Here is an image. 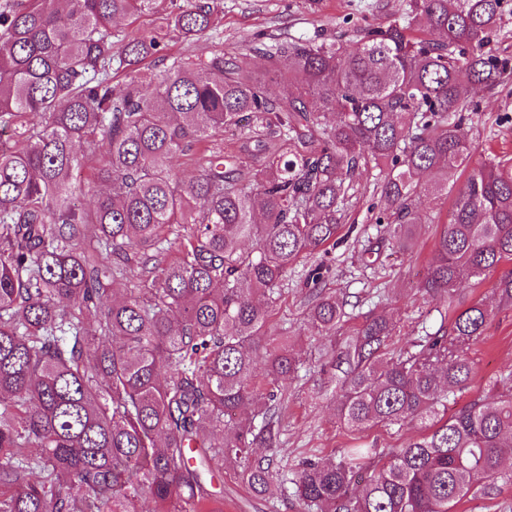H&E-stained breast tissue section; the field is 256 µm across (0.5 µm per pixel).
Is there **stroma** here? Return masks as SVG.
<instances>
[{
    "instance_id": "1",
    "label": "stroma",
    "mask_w": 512,
    "mask_h": 512,
    "mask_svg": "<svg viewBox=\"0 0 512 512\" xmlns=\"http://www.w3.org/2000/svg\"><path fill=\"white\" fill-rule=\"evenodd\" d=\"M220 22L196 42L173 38L166 42L172 57L200 54L242 55L260 33L280 40L315 38L355 44L365 30L401 20L403 0H217ZM473 112L466 127L474 142L473 164L493 158H512V93L477 88ZM107 158L105 143H97L72 177V186L84 205H92L99 186L95 172ZM375 169L359 171L352 182L342 213L340 243L328 252L303 255L288 272L281 296L273 307L268 334L276 342L292 341L302 359L297 378L281 386L285 409L276 459L291 471L312 454L330 455L347 447L351 437L336 418L339 389L323 374L327 338L308 323L309 291L302 283L316 264L326 269V288L344 298L357 313L375 310L397 322L396 345H406L423 330L436 328L443 302L421 298L417 283L427 273V260L452 209V197L421 195L416 201L421 224L411 252L399 253L382 240L375 217L384 205L376 187ZM473 357L477 374L458 393L464 405L482 393L491 376L512 370V310L497 314L488 325ZM224 512H299L283 495L254 497L233 470H225Z\"/></svg>"
}]
</instances>
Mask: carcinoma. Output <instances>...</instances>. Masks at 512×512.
<instances>
[{
	"instance_id": "obj_1",
	"label": "carcinoma",
	"mask_w": 512,
	"mask_h": 512,
	"mask_svg": "<svg viewBox=\"0 0 512 512\" xmlns=\"http://www.w3.org/2000/svg\"><path fill=\"white\" fill-rule=\"evenodd\" d=\"M156 2L0 5V127L25 128L21 143L0 141V512H140L145 495L155 512H224L214 480L226 467L258 496L291 484L305 512H454L477 488L492 495L512 480V372L451 415L448 399L475 376L487 325L512 309V272L492 285L496 305L459 299L461 284L512 262V162L469 168L464 121L474 88L505 82L486 46L507 0H407L401 22L353 47L260 42V67L174 57L158 80L162 31L202 36L217 3L183 0L152 34L112 33ZM273 82L293 92L274 97ZM244 122L259 157L246 185L239 156L194 153ZM99 138L96 179L110 191L88 208L72 174ZM177 156L199 167L189 183L172 172ZM361 167L379 170L375 223L402 252L420 190L446 195L467 175L417 285L448 315L396 350L392 318L373 313L339 341L350 313L310 272L308 318L334 339L337 416L356 443L289 478L254 452L277 447L274 388L301 365L291 345L267 347L265 328L288 270L336 245ZM174 224L184 234L170 259ZM134 262L137 282L114 296ZM408 425L416 434L395 451L360 442Z\"/></svg>"
}]
</instances>
